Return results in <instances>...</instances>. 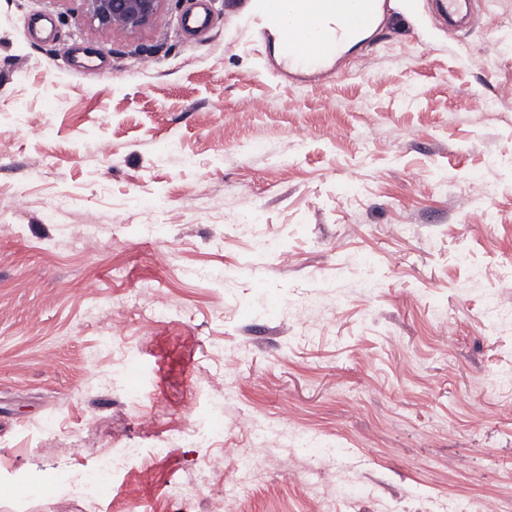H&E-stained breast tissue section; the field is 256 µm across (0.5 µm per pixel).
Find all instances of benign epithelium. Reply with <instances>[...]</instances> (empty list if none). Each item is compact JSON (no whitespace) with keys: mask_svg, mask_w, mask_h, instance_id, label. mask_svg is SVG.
Segmentation results:
<instances>
[{"mask_svg":"<svg viewBox=\"0 0 512 512\" xmlns=\"http://www.w3.org/2000/svg\"><path fill=\"white\" fill-rule=\"evenodd\" d=\"M90 22L127 35L152 27L168 0H85Z\"/></svg>","mask_w":512,"mask_h":512,"instance_id":"obj_1","label":"benign epithelium"}]
</instances>
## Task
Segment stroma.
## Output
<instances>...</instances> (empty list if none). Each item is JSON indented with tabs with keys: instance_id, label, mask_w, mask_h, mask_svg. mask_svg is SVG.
Returning <instances> with one entry per match:
<instances>
[{
	"instance_id": "stroma-1",
	"label": "stroma",
	"mask_w": 512,
	"mask_h": 512,
	"mask_svg": "<svg viewBox=\"0 0 512 512\" xmlns=\"http://www.w3.org/2000/svg\"><path fill=\"white\" fill-rule=\"evenodd\" d=\"M192 2L167 0L128 37L90 24L84 0H0V512H218L228 449L253 445L242 417L286 419L315 446L262 457L261 484L236 487L228 512H318L284 462L304 467L327 444L340 456L324 485L356 486L338 512L475 498L512 512V392L498 383L512 326L486 318L490 296H512V169L497 163L512 156V99L478 104L512 85V0H477L473 30L443 24L435 0L387 9L317 86L256 37L252 0H209L211 28L195 35L179 25ZM480 183L495 195L473 199ZM19 191L32 203L10 211ZM248 210L267 251L238 230ZM462 253L486 269L479 284ZM357 261L375 268V296L355 288ZM203 266L234 270L235 285L193 278ZM157 291L163 322L148 309ZM307 297L324 305L316 336L258 307ZM118 308L138 375L87 362ZM219 386L234 396L223 440L152 458ZM133 445L144 454L109 496H71V472ZM189 476L199 494L172 501Z\"/></svg>"
}]
</instances>
